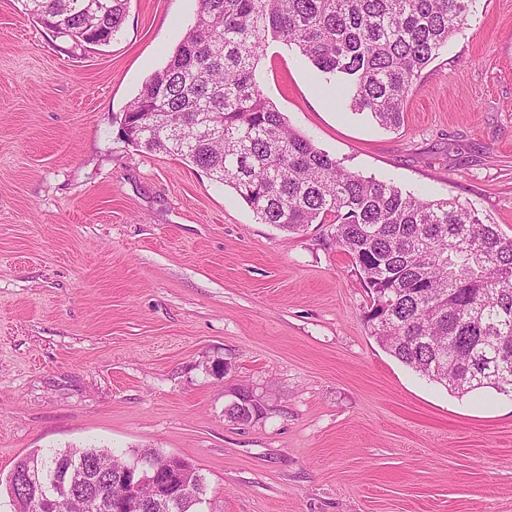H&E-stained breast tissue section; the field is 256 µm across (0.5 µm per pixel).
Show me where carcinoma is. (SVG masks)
Returning a JSON list of instances; mask_svg holds the SVG:
<instances>
[{
  "label": "carcinoma",
  "instance_id": "obj_1",
  "mask_svg": "<svg viewBox=\"0 0 512 512\" xmlns=\"http://www.w3.org/2000/svg\"><path fill=\"white\" fill-rule=\"evenodd\" d=\"M129 0H28L26 14L83 48L122 29ZM476 0H199L195 21L166 65L127 105L126 141L178 156L232 187L261 221L289 233L334 226L336 246L371 295L365 320L395 359L446 389L512 391V237L454 198L404 193L364 178L290 127L260 88L258 65L274 42L308 59L336 104L398 127L417 80L471 14ZM74 458L108 473L127 459L89 446L37 450L6 483L14 512H115L107 497L80 511L46 509L14 486ZM194 495L166 512H197Z\"/></svg>",
  "mask_w": 512,
  "mask_h": 512
}]
</instances>
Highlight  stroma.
Returning <instances> with one entry per match:
<instances>
[{
    "label": "stroma",
    "mask_w": 512,
    "mask_h": 512,
    "mask_svg": "<svg viewBox=\"0 0 512 512\" xmlns=\"http://www.w3.org/2000/svg\"><path fill=\"white\" fill-rule=\"evenodd\" d=\"M197 8L130 0L112 43L81 51L0 0V512L20 459L90 445L192 463L202 512H512V392L454 394L390 356L330 225L262 223L123 139ZM259 69L348 170L512 236V0H476L395 131L330 104L285 45Z\"/></svg>",
    "instance_id": "1"
}]
</instances>
